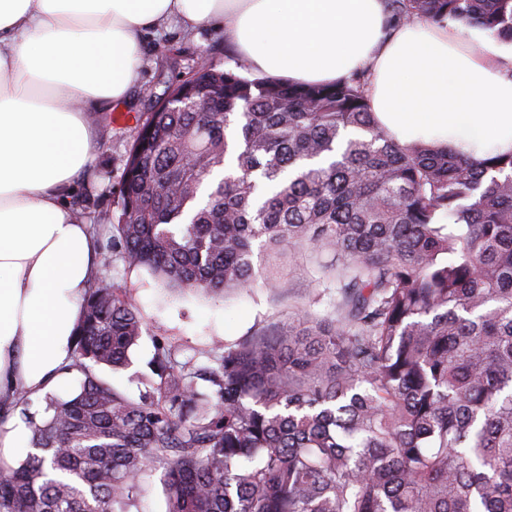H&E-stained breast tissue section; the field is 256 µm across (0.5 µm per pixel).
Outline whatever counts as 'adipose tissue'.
<instances>
[{
  "mask_svg": "<svg viewBox=\"0 0 512 512\" xmlns=\"http://www.w3.org/2000/svg\"><path fill=\"white\" fill-rule=\"evenodd\" d=\"M213 19L258 71L325 84L371 71L400 143L512 152V42L455 20L389 30L384 0H0V398L66 375L99 245L69 204L90 161L85 113L133 86L143 29Z\"/></svg>",
  "mask_w": 512,
  "mask_h": 512,
  "instance_id": "obj_1",
  "label": "adipose tissue"
}]
</instances>
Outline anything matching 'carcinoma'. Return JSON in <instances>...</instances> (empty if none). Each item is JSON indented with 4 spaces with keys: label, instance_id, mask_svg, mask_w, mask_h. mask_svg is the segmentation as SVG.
I'll use <instances>...</instances> for the list:
<instances>
[{
    "label": "carcinoma",
    "instance_id": "1",
    "mask_svg": "<svg viewBox=\"0 0 512 512\" xmlns=\"http://www.w3.org/2000/svg\"><path fill=\"white\" fill-rule=\"evenodd\" d=\"M395 22L457 20L512 42V0H388ZM370 72L296 84L199 66L211 111L159 108L130 150L115 240L129 270L221 298L283 293L309 264L338 288L189 371L100 279L83 302L68 397L24 414L32 451L0 456V512H130L162 471L165 512H512V153L465 158L378 126ZM209 384L202 390L198 381ZM27 393L0 400V427Z\"/></svg>",
    "mask_w": 512,
    "mask_h": 512
}]
</instances>
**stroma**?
Wrapping results in <instances>:
<instances>
[{"label": "stroma", "instance_id": "35a3bbf8", "mask_svg": "<svg viewBox=\"0 0 512 512\" xmlns=\"http://www.w3.org/2000/svg\"><path fill=\"white\" fill-rule=\"evenodd\" d=\"M140 51L129 99L92 115L99 139L73 195L87 198V211L96 217L117 207L127 159L141 122L171 89L193 75L201 61L221 70L231 68L248 76L253 73L223 28L212 21L186 27L179 20H171L147 31ZM98 274L125 285L130 303L147 322L146 332L130 353V366L103 372L113 386L134 398L146 390L152 376L149 362L156 339L175 344L178 361L192 358L197 366L204 367L208 361L199 356V349L235 342L296 305L308 304L318 315H327L334 310L337 296L333 289L315 292L307 278L297 273L291 276L290 288L283 296L264 288L219 301L201 294L178 296L163 289L147 270H127L115 255L105 251L100 254Z\"/></svg>", "mask_w": 512, "mask_h": 512}]
</instances>
